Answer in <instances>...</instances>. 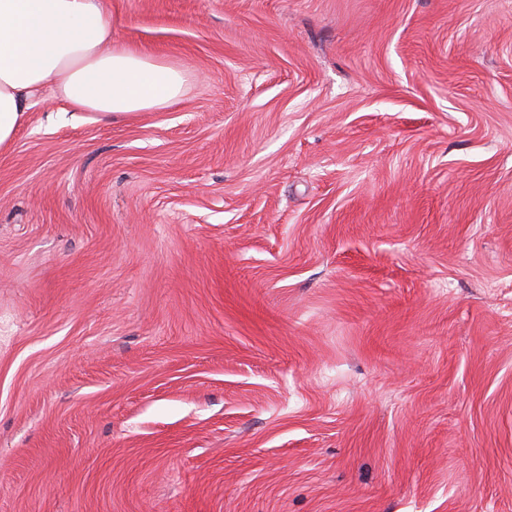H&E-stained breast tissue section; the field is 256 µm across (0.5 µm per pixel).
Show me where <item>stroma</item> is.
I'll use <instances>...</instances> for the list:
<instances>
[{
	"mask_svg": "<svg viewBox=\"0 0 512 512\" xmlns=\"http://www.w3.org/2000/svg\"><path fill=\"white\" fill-rule=\"evenodd\" d=\"M185 70L0 148V512H512V0H103Z\"/></svg>",
	"mask_w": 512,
	"mask_h": 512,
	"instance_id": "35a3bbf8",
	"label": "stroma"
}]
</instances>
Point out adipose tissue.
<instances>
[{
    "instance_id": "adipose-tissue-1",
    "label": "adipose tissue",
    "mask_w": 512,
    "mask_h": 512,
    "mask_svg": "<svg viewBox=\"0 0 512 512\" xmlns=\"http://www.w3.org/2000/svg\"><path fill=\"white\" fill-rule=\"evenodd\" d=\"M186 83L182 69L113 46L100 0H0V146L44 89L110 119L176 101Z\"/></svg>"
}]
</instances>
